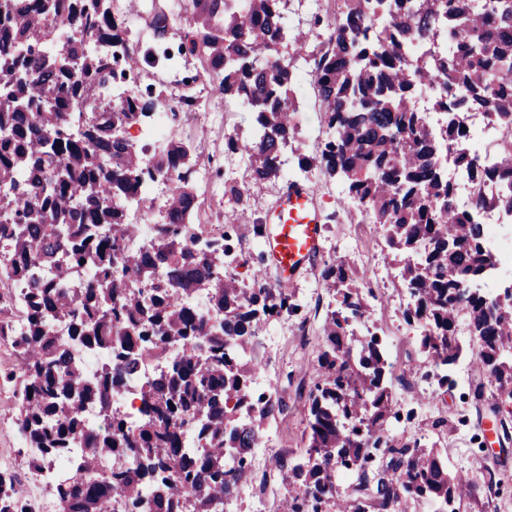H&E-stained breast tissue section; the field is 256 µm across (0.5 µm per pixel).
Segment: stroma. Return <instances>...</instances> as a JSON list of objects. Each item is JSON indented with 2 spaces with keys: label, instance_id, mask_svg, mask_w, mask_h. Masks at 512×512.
<instances>
[{
  "label": "stroma",
  "instance_id": "1",
  "mask_svg": "<svg viewBox=\"0 0 512 512\" xmlns=\"http://www.w3.org/2000/svg\"><path fill=\"white\" fill-rule=\"evenodd\" d=\"M186 75L195 76L188 90L206 101L209 111H175L178 97L187 90L181 83ZM140 84L152 86L171 105L168 137L190 139L197 146L195 169L201 175L193 184L199 203L197 221L205 231L230 235L238 256L231 268L233 276L248 288L255 270L262 269L268 283L277 285L274 269L261 257L262 241L255 237L253 227L266 223L285 185L274 180L260 189H249L246 158L226 149L228 137L237 131L238 113L225 111L217 85L189 57L181 58L176 74L170 76H162L157 68H145ZM321 120L320 102L314 91H307L293 116L296 138L288 145L287 157L315 155L321 143L316 135ZM309 177L315 183V206L322 224L321 251L290 288L295 310L270 320L257 340L261 372L284 410L264 425L262 442L267 451L251 462L244 489L235 497L238 512H256L260 505L265 512H280L288 488L281 482L279 462L306 455L314 366L325 346L321 325L335 307L334 293L323 280L322 270L333 261L345 262L362 279L370 310L365 324L387 346L393 399L388 424L395 445L436 449L454 473L477 475L495 469V485L481 489L477 498L456 503V512H512V402L499 399L488 387V373L477 363L476 346L468 335L462 338L461 357L449 369L450 384L440 383L438 369L420 346L421 326L405 321L402 315L406 295L400 264L387 258L381 226L363 221L356 208L340 204L337 186L319 171H311ZM228 185L243 188L242 197L225 195ZM243 209L249 222L236 220ZM16 369L10 345L0 341V462H16L25 446L15 425V387L5 379L6 373Z\"/></svg>",
  "mask_w": 512,
  "mask_h": 512
}]
</instances>
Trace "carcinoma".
<instances>
[{"label":"carcinoma","instance_id":"obj_1","mask_svg":"<svg viewBox=\"0 0 512 512\" xmlns=\"http://www.w3.org/2000/svg\"><path fill=\"white\" fill-rule=\"evenodd\" d=\"M113 0H0V273L17 286L25 331L15 334L0 307V338L19 361L16 425L39 460L83 444L72 468L54 484L62 512H105L119 497L128 512H216L245 477L263 424L282 410L251 387L260 362L253 355L264 324L297 307L261 272L241 288L225 268L237 258L224 234L205 239L193 222L197 196L190 181L196 147L172 139L146 156L126 128L152 120L160 96L137 93L117 112L99 103L108 77L126 81L142 63L159 62L152 48L130 52L128 32ZM290 0H168L151 17L154 40L186 16L180 52L215 78L247 129L227 149L247 157L250 185L288 178L281 159L295 139L293 114L308 83L317 90L323 140L303 156L341 185L342 202L382 226L395 258L415 254L402 278L410 297L403 316L424 326L422 349L448 369L463 351L461 328L479 344V358L498 397L512 400V286L490 300L479 288L493 257L474 211H512V192L479 193L460 201L440 168L444 148L463 140L458 114L484 112L500 124V162L488 171L462 155L471 183L496 178L512 186V0H335L313 4L328 37L309 45L289 18ZM448 54L419 46L440 34ZM102 53H88L84 38ZM292 47L285 55L282 48ZM439 83L446 96L432 109L452 112L431 129L415 97ZM169 181L164 221L152 243L133 248L127 210L147 182ZM335 293L317 358L311 395L307 459L283 462L288 485L282 512H368L428 499L439 512L475 494L479 479L448 471L432 448H397L388 362L379 338L359 336L366 303L357 275L327 266ZM207 291L212 323L190 303ZM65 323L69 336L54 334ZM76 345L109 351L111 363L86 374ZM164 365L141 386L139 416L117 412L112 398L148 364ZM99 407L107 425L91 430L82 408ZM194 436L200 451L186 448ZM390 455L364 493L338 495L340 472ZM126 455L127 466L97 473L102 458ZM0 512H33L16 470H0Z\"/></svg>","mask_w":512,"mask_h":512}]
</instances>
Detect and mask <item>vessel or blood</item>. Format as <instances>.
Masks as SVG:
<instances>
[{
	"mask_svg": "<svg viewBox=\"0 0 512 512\" xmlns=\"http://www.w3.org/2000/svg\"><path fill=\"white\" fill-rule=\"evenodd\" d=\"M322 226L309 187L286 189L271 213L264 247L279 274V284L291 286L321 249Z\"/></svg>",
	"mask_w": 512,
	"mask_h": 512,
	"instance_id": "b4317fda",
	"label": "vessel or blood"
}]
</instances>
